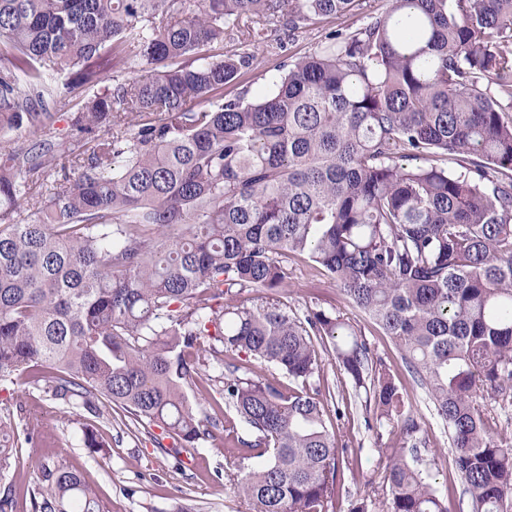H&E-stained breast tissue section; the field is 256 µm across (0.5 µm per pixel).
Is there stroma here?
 Masks as SVG:
<instances>
[{
  "instance_id": "1",
  "label": "stroma",
  "mask_w": 512,
  "mask_h": 512,
  "mask_svg": "<svg viewBox=\"0 0 512 512\" xmlns=\"http://www.w3.org/2000/svg\"><path fill=\"white\" fill-rule=\"evenodd\" d=\"M388 0H361L351 13L316 19L294 34L283 35L275 24L267 26V40L242 83L250 96L264 92L275 67L312 52L317 43L335 30L355 28L368 17L385 12ZM290 310L341 312L355 320L365 334L373 360L383 362L396 377L405 409L421 430L418 452L422 466L436 478L439 490L457 500L459 484L449 463L448 430L435 414L425 388L401 359L394 341L352 306L343 290L321 268L307 259L288 263V286L283 297ZM320 386L332 397L325 405L329 425H340L343 453V491L332 512H349L356 500H373L374 512H386L382 492L386 448L402 444L399 426L378 424L366 412L363 400L354 396L351 381L340 370L334 352L320 353ZM50 378L28 382L26 377L0 381V422L7 426L17 454L13 479L17 487L33 486L41 466L65 464L83 474L95 489L106 512H174L186 504L195 512H251L227 479L228 442L223 430L181 455L156 447L144 430L135 428L121 409L95 415L79 402L53 396ZM347 409L337 419V409ZM92 429L105 443L100 451L84 444V429Z\"/></svg>"
}]
</instances>
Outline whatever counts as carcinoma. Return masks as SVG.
<instances>
[{
	"label": "carcinoma",
	"mask_w": 512,
	"mask_h": 512,
	"mask_svg": "<svg viewBox=\"0 0 512 512\" xmlns=\"http://www.w3.org/2000/svg\"><path fill=\"white\" fill-rule=\"evenodd\" d=\"M356 2L0 0V130L43 134L0 151V379L48 372L54 396L193 447L217 421L186 386L230 352L221 398L252 439L224 428L229 452L268 456L228 474L237 493L254 512H328L340 448L316 346L377 421L420 425L358 324L280 299L306 255L420 377L470 512H512V443L479 401L512 397V0H390L254 101L224 89L257 55H209L244 18L290 33ZM131 57L145 77L95 90ZM383 484L387 512H450L403 447ZM24 494L31 512H103L63 464ZM18 507L5 488L0 512Z\"/></svg>",
	"instance_id": "1"
}]
</instances>
